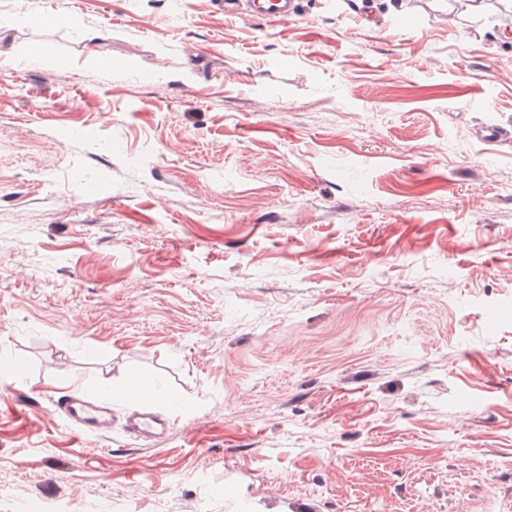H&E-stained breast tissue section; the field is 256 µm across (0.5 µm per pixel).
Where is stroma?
<instances>
[{
  "label": "stroma",
  "instance_id": "stroma-1",
  "mask_svg": "<svg viewBox=\"0 0 512 512\" xmlns=\"http://www.w3.org/2000/svg\"><path fill=\"white\" fill-rule=\"evenodd\" d=\"M457 2L0 0V512H512V26ZM251 12L261 18H288L296 15L295 0H245ZM60 404L69 423L79 431L96 435L112 432L109 404L87 399H64ZM126 433L132 437L151 439L169 429L166 420L158 419L150 412L138 413L127 424Z\"/></svg>",
  "mask_w": 512,
  "mask_h": 512
}]
</instances>
